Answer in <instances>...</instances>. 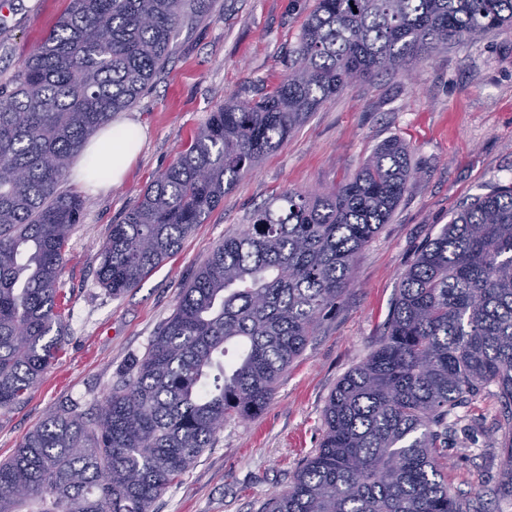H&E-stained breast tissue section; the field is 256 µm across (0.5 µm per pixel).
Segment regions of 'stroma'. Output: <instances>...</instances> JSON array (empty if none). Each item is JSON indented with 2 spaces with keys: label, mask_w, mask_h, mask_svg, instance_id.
<instances>
[{
  "label": "stroma",
  "mask_w": 512,
  "mask_h": 512,
  "mask_svg": "<svg viewBox=\"0 0 512 512\" xmlns=\"http://www.w3.org/2000/svg\"><path fill=\"white\" fill-rule=\"evenodd\" d=\"M0 25V84L64 11L68 0H11ZM314 0H212L203 17L183 26L172 55L137 105L115 113L139 125L141 150L118 184L99 187L67 176L63 192L87 206L70 233L59 287L65 297L61 355L25 399L0 411V460L50 413H93L140 358L172 314L184 286L226 232L284 189L330 190L350 179L373 149L398 138L417 174L388 224L360 256L356 285L281 378L260 413L227 423L213 447L153 503L151 512H262L287 490L300 464L318 448L323 410L339 379L364 361L383 336L399 282L421 246L472 198L512 183V27L451 45L417 63L408 76L356 81L224 196L223 203L136 288L115 296L97 279L99 253L153 177L208 120L220 102L258 100L284 77ZM458 427L448 443V480L458 483L484 449L494 413Z\"/></svg>",
  "instance_id": "obj_1"
}]
</instances>
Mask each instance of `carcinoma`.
<instances>
[{"instance_id": "obj_1", "label": "carcinoma", "mask_w": 512, "mask_h": 512, "mask_svg": "<svg viewBox=\"0 0 512 512\" xmlns=\"http://www.w3.org/2000/svg\"><path fill=\"white\" fill-rule=\"evenodd\" d=\"M208 0H69L0 86V411L40 382L65 333L57 286L86 200L71 160L132 107ZM512 26V0H316L296 61L260 99L221 103L100 253L114 295L179 249L224 194L349 84L406 73ZM415 178L398 139L327 192L286 189L224 234L97 417L49 415L0 462V512H150L224 425L261 412L359 255ZM219 374L211 376L213 370ZM494 399L496 472L448 485V440ZM324 433L262 512H502L512 505V184L477 196L403 273L387 331L330 396Z\"/></svg>"}]
</instances>
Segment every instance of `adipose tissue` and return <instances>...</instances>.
<instances>
[{
  "mask_svg": "<svg viewBox=\"0 0 512 512\" xmlns=\"http://www.w3.org/2000/svg\"><path fill=\"white\" fill-rule=\"evenodd\" d=\"M143 134L131 123H115L98 137L91 140L82 152V165L78 169L79 178L101 176L108 183L120 182L137 155Z\"/></svg>",
  "mask_w": 512,
  "mask_h": 512,
  "instance_id": "obj_1",
  "label": "adipose tissue"
}]
</instances>
